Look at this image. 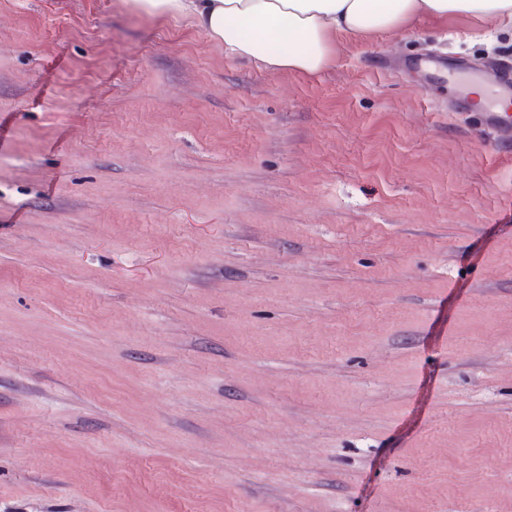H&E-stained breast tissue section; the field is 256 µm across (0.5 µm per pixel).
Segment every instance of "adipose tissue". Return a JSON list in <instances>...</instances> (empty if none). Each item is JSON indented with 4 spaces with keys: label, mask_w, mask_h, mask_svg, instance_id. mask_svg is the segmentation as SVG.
Segmentation results:
<instances>
[{
    "label": "adipose tissue",
    "mask_w": 512,
    "mask_h": 512,
    "mask_svg": "<svg viewBox=\"0 0 512 512\" xmlns=\"http://www.w3.org/2000/svg\"><path fill=\"white\" fill-rule=\"evenodd\" d=\"M153 18H187L226 53L280 72L316 75L341 37L367 39L422 17L512 24V0H127Z\"/></svg>",
    "instance_id": "obj_1"
}]
</instances>
